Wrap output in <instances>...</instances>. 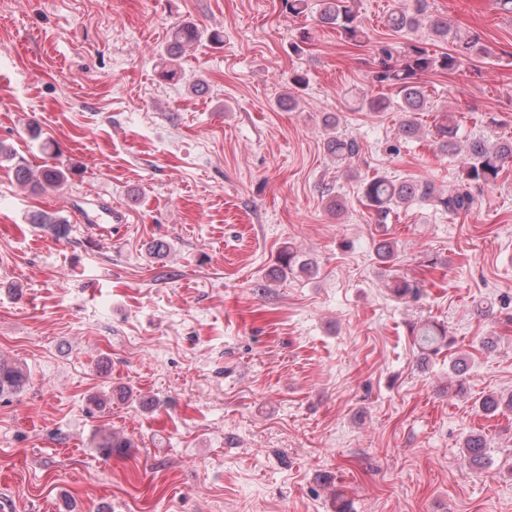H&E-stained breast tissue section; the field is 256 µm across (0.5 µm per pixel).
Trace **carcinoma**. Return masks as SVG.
<instances>
[{
  "label": "carcinoma",
  "mask_w": 512,
  "mask_h": 512,
  "mask_svg": "<svg viewBox=\"0 0 512 512\" xmlns=\"http://www.w3.org/2000/svg\"><path fill=\"white\" fill-rule=\"evenodd\" d=\"M282 8L292 16L304 15L312 10L317 12L316 22L336 29L340 38L351 47H360L368 38L365 26L359 15L357 0H281ZM428 22L434 40L449 41L455 45L450 53L436 54L428 48L412 44L401 50L389 43L380 46L375 59L376 82L396 91L395 98L385 95H370L359 99V109L367 112H385L395 109L401 113L398 131L402 138H417L422 133L419 115L428 111V95L421 83V77L430 72H452L474 56H488L491 49L481 43L476 36H464L451 28L448 21L428 14V0H413L412 7L405 5L392 9L386 15V26L396 32L416 30L423 22ZM201 37L199 29L191 24H182L171 29L169 40L164 48L163 75L173 78L177 75L176 61L184 47L197 42ZM306 83V77L296 72L291 77L288 93L280 100V105L292 111L298 100L294 90ZM434 143L439 151L459 158L463 180L453 191L443 193L431 182L393 180L385 175L367 176L361 180L360 192L366 206L372 210L375 223L384 224L396 210L414 203H424L436 210L448 213H468L478 206V199L472 193V186L489 185L497 182L505 171V164L512 162V139H488L475 137L465 145H460L457 124L453 117L443 112L435 117ZM326 151L345 164L359 154L360 146L356 139L338 135H328L325 139ZM13 161L15 178L23 184L39 188L56 187L67 179L66 173L56 166L43 165L40 169L31 168L29 162L0 147V157ZM312 271V265L288 249L280 256L279 272L284 275L295 269ZM386 287L400 299H417L421 290L413 280L402 276H392ZM420 349L428 357L436 356L444 348L456 344L455 337L448 329L436 321H426L415 333ZM29 382V376L22 366L0 361V398L21 392ZM127 441L114 434H103L94 442L102 454L112 453L114 448H127ZM470 462L482 467L488 460V445L484 437L471 435L463 444Z\"/></svg>",
  "instance_id": "carcinoma-1"
}]
</instances>
